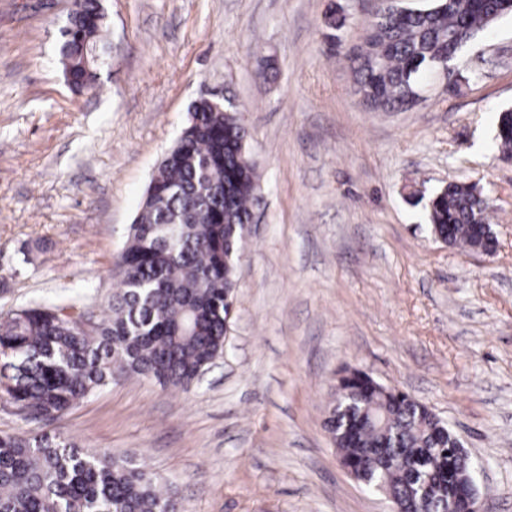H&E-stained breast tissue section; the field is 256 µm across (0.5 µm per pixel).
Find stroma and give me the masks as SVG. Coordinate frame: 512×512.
<instances>
[{"instance_id":"35a3bbf8","label":"stroma","mask_w":512,"mask_h":512,"mask_svg":"<svg viewBox=\"0 0 512 512\" xmlns=\"http://www.w3.org/2000/svg\"><path fill=\"white\" fill-rule=\"evenodd\" d=\"M111 60L74 91L57 61L74 0H0V319L81 301L99 321L152 171L190 104L233 100L261 174L226 351L189 389L131 378L60 417L0 398V435L138 458L181 512H391L342 468L324 420L361 369L463 440L479 496L512 512V15L370 112L344 56L381 0H101ZM345 24L328 40L330 11ZM451 182L489 199L497 247L435 238ZM495 145L502 156L512 158V109L502 111L497 117Z\"/></svg>"}]
</instances>
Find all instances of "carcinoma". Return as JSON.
<instances>
[{"label": "carcinoma", "instance_id": "carcinoma-1", "mask_svg": "<svg viewBox=\"0 0 512 512\" xmlns=\"http://www.w3.org/2000/svg\"><path fill=\"white\" fill-rule=\"evenodd\" d=\"M512 13V0H428L393 6L368 25L347 56L362 103L405 111L426 75L444 68L474 38ZM100 0H79L61 30L67 83L95 87L105 64ZM242 111L195 101L175 145L154 169L116 263L119 291L86 333L72 318L85 306L23 309L0 321V367L7 399L24 413L54 417L117 379L142 377L188 388L224 354L243 245V226L259 205L257 164ZM495 145L512 158V109L499 113ZM486 197L453 182L430 201L434 235L477 244L471 225L487 223ZM325 428L341 462L366 489L405 499L413 512L448 509V465L461 439L428 406L356 368L341 370ZM0 512H180L170 487L137 460L88 454L48 433L0 437Z\"/></svg>", "mask_w": 512, "mask_h": 512}]
</instances>
